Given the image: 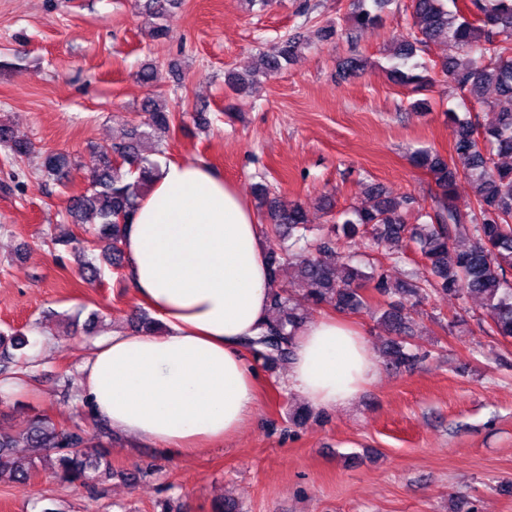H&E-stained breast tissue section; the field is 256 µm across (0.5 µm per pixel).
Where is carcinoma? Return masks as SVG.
Instances as JSON below:
<instances>
[{
    "label": "carcinoma",
    "instance_id": "1",
    "mask_svg": "<svg viewBox=\"0 0 512 512\" xmlns=\"http://www.w3.org/2000/svg\"><path fill=\"white\" fill-rule=\"evenodd\" d=\"M348 17L349 30L377 24L390 0H371ZM411 0L412 26L418 37L402 39L389 50V78L421 90L432 83L427 67L415 60L419 45L444 38L452 42L456 55L440 63V70L454 90L483 109V119H461L454 112L448 119L457 126L454 152L463 168L448 162L432 150H418L413 163L430 172L439 195L426 221L409 225L407 213L417 206L408 193H394L383 187L372 188L370 207L344 212L340 224L331 225L319 238L307 237L306 210L298 205H280L261 190L259 211L264 221L260 230L269 241L266 259L273 280L269 322L247 338L242 346L265 364L286 362L292 354L295 332L306 316L292 305L288 290L280 286L285 265L297 267L308 299L313 305H326L342 313L357 314L369 309L365 287L386 297V307L374 312L378 322L397 336L389 345L391 365H413L418 356L406 347L403 336L409 330V311L416 309L432 288L457 300L480 297L485 305L488 333L512 340V166L498 162L512 155V0ZM181 0H140L142 14L152 38L167 36L163 24L167 14ZM297 41H282L276 54L262 55L252 74L230 73L228 83L239 93H247L257 75L270 76L284 69L293 58ZM496 93L484 95L486 87ZM175 116L166 106L147 99L144 120L126 136L101 151L99 166L90 173V188L73 198L71 222L93 221V243L101 248L103 260L121 274L126 270L123 251L125 225L131 222L140 199V189L150 183L158 167L142 156L140 142L152 140L162 146L174 126ZM0 145L15 157L29 155V142L12 138L0 126ZM72 160L59 152L45 158V176L58 182L66 178ZM465 178L472 186L474 202L462 208L457 204V185ZM366 239L376 247L385 246V256L396 261L403 248L413 244L419 251L428 275L417 272L409 279L393 281L384 264L372 262L369 271L351 265L349 258L336 252V240ZM29 344L26 335L15 330L0 331V374L9 373L20 363L16 351ZM37 451L34 458L17 456L19 444ZM43 469L69 484L89 485L112 472L101 444L93 445L80 428H57L49 418L34 417L20 436L0 430V481L26 485Z\"/></svg>",
    "mask_w": 512,
    "mask_h": 512
}]
</instances>
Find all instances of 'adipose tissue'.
Masks as SVG:
<instances>
[{
    "instance_id": "1",
    "label": "adipose tissue",
    "mask_w": 512,
    "mask_h": 512,
    "mask_svg": "<svg viewBox=\"0 0 512 512\" xmlns=\"http://www.w3.org/2000/svg\"><path fill=\"white\" fill-rule=\"evenodd\" d=\"M124 250L135 296L158 334L99 338L80 387L113 431L191 455L238 435L257 377L241 345L270 316L272 284L252 206L201 162L162 165ZM376 375L361 330L324 317L298 331L288 382L306 402H353Z\"/></svg>"
}]
</instances>
